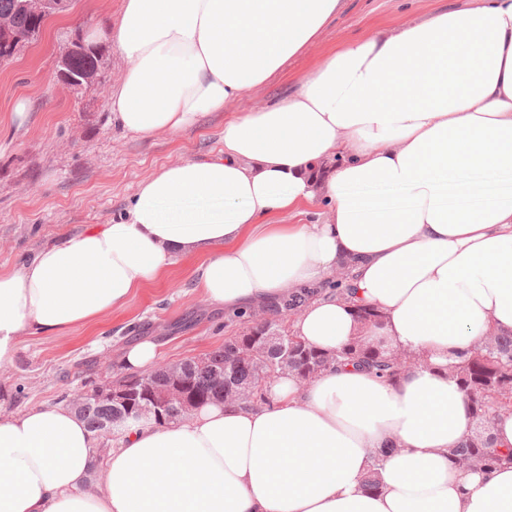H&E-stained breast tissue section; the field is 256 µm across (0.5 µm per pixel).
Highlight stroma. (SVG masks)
<instances>
[{
    "label": "stroma",
    "instance_id": "35a3bbf8",
    "mask_svg": "<svg viewBox=\"0 0 512 512\" xmlns=\"http://www.w3.org/2000/svg\"><path fill=\"white\" fill-rule=\"evenodd\" d=\"M471 2L343 0L306 50L259 92L228 99L223 111L181 133L141 136L116 125L108 109L126 68L110 47L95 45L98 75L89 86L69 85L60 70L65 48L86 42L95 21L118 19L122 0H71L35 41L0 64V271L64 234L126 218L141 181L162 167L223 151L226 121L287 97L339 45ZM21 101L23 113L16 110ZM194 267V261L180 262L164 279L138 289L124 309L88 326L19 337L12 364L0 369V411L55 405L84 385L122 377V350L143 338L160 344L164 364L221 349L242 325L195 288Z\"/></svg>",
    "mask_w": 512,
    "mask_h": 512
}]
</instances>
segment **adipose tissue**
I'll list each match as a JSON object with an SVG mask.
<instances>
[{
  "instance_id": "ef3b65f1",
  "label": "adipose tissue",
  "mask_w": 512,
  "mask_h": 512,
  "mask_svg": "<svg viewBox=\"0 0 512 512\" xmlns=\"http://www.w3.org/2000/svg\"><path fill=\"white\" fill-rule=\"evenodd\" d=\"M341 4L123 0L118 24L92 32L127 63L112 117L142 136L196 124L261 87ZM511 176L512 0L332 51L294 94L226 122L223 152L140 182L126 220L0 272V367L20 336L84 327L183 258L225 313L316 288L300 339L328 353L361 338L422 364L393 382L352 365L306 385L282 374L263 404L128 424L102 459L68 406L0 413V512H512V465L450 462L472 419L448 372L481 336L512 334ZM318 200L325 221H272ZM340 268L338 296L324 286ZM94 477L101 493L85 490Z\"/></svg>"
}]
</instances>
